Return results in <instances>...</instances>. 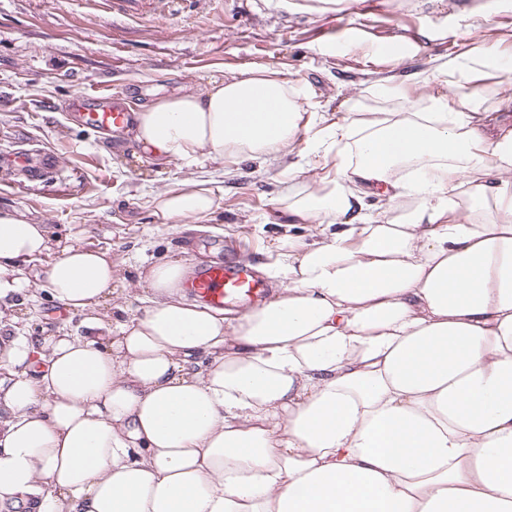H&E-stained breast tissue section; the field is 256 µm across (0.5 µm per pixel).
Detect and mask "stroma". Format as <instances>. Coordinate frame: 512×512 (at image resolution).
Listing matches in <instances>:
<instances>
[{"instance_id":"obj_1","label":"stroma","mask_w":512,"mask_h":512,"mask_svg":"<svg viewBox=\"0 0 512 512\" xmlns=\"http://www.w3.org/2000/svg\"><path fill=\"white\" fill-rule=\"evenodd\" d=\"M393 44L406 49L405 59L388 53ZM465 51L502 62L471 84L482 107L493 108L500 81L512 75V0L474 10L448 0H334L329 8L317 0H176L169 14L143 17L97 11L90 0H0V149L47 148L60 161L46 183L0 172V208L45 225L52 244L48 255L23 265L32 295L0 328L22 336L76 332L79 316L62 313L42 289L62 247L82 245L118 262L113 286L135 310L140 268L160 259L220 261L228 243L239 260L257 265L281 233L284 159L162 165L135 140L102 143L75 125L64 110L74 91L105 87L129 104H147L256 64L284 70L323 112L344 114L353 101L362 112H421L424 99L389 100L375 87L424 80L436 91L438 66ZM188 178L222 188L207 229L153 223V196Z\"/></svg>"}]
</instances>
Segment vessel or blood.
<instances>
[{
	"instance_id": "b4317fda",
	"label": "vessel or blood",
	"mask_w": 512,
	"mask_h": 512,
	"mask_svg": "<svg viewBox=\"0 0 512 512\" xmlns=\"http://www.w3.org/2000/svg\"><path fill=\"white\" fill-rule=\"evenodd\" d=\"M65 108L74 122L102 140L123 138L134 121L132 112L111 93L102 90L79 89L68 98ZM57 159V154L48 150L38 153L19 150L0 154L1 164L27 170L34 179L51 173ZM185 287L203 304L218 308L223 307L227 299L251 296L260 291L253 270L240 261L202 266L187 280Z\"/></svg>"
}]
</instances>
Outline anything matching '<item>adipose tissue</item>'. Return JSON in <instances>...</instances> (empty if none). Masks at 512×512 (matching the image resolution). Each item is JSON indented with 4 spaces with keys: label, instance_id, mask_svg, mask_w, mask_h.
<instances>
[{
    "label": "adipose tissue",
    "instance_id": "1",
    "mask_svg": "<svg viewBox=\"0 0 512 512\" xmlns=\"http://www.w3.org/2000/svg\"><path fill=\"white\" fill-rule=\"evenodd\" d=\"M304 97L250 65L138 107L164 164L295 153L292 182L322 155L281 201L307 232L277 241L270 297L239 313L166 259L131 314L117 264L64 247L45 290L83 334L0 335V512H512V126L471 92L335 120ZM217 193L185 180L151 214L188 229ZM49 249L0 210V309Z\"/></svg>",
    "mask_w": 512,
    "mask_h": 512
}]
</instances>
